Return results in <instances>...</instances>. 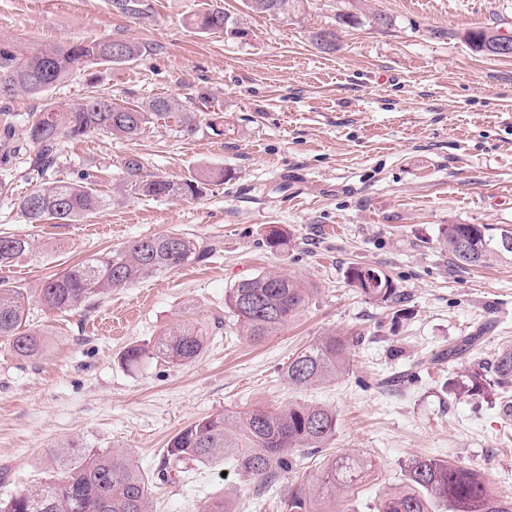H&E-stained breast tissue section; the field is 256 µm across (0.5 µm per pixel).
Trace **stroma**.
I'll use <instances>...</instances> for the list:
<instances>
[{"label": "stroma", "instance_id": "35a3bbf8", "mask_svg": "<svg viewBox=\"0 0 512 512\" xmlns=\"http://www.w3.org/2000/svg\"><path fill=\"white\" fill-rule=\"evenodd\" d=\"M142 16L112 0H0V37L67 43L88 35L148 45L136 62L97 68L51 93L84 97L90 84L130 100L187 101L205 90L210 112L188 133L152 126L135 140L93 134L63 141L47 180L99 172L108 205L78 224H29L18 197L36 186L24 158L7 175L0 233L31 238L33 255L0 268V281L28 290L95 253L145 235L179 233L208 255L201 261L113 289L94 307L63 314L33 308L29 325L47 347L18 357L0 338V467L12 486L58 471L53 446L72 440L92 451L128 450L154 476L153 512H201L234 495L236 512H288L284 497L218 467H168L169 440L219 411L318 403L336 413L328 455L370 461L338 512H374L404 465L423 456L479 470L492 494L512 497V412L497 395L458 398L447 385L466 361H489L512 345V261L456 266L442 236L447 224L512 227V57L474 52L465 31L512 36V0H303L298 13L246 14L242 0H217L245 15L246 40L193 29L202 0H141ZM354 12L361 25L341 26ZM389 24L371 23L373 14ZM332 29L336 49L313 36ZM171 180L203 167L228 178L195 200H149L113 189L127 156ZM285 227L274 251L270 226ZM354 263L385 271L404 298L381 307L351 288ZM277 271L316 293L278 335L250 341L224 306L238 281ZM190 319L205 332L192 363L132 370L123 351ZM336 334L353 343L348 372L294 390L282 372L312 340ZM481 342L464 360L445 359L465 336ZM167 480H157L159 471Z\"/></svg>", "mask_w": 512, "mask_h": 512}]
</instances>
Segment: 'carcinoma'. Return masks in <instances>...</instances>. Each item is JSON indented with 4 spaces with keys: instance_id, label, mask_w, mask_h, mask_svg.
<instances>
[{
    "instance_id": "cac0c4a2",
    "label": "carcinoma",
    "mask_w": 512,
    "mask_h": 512,
    "mask_svg": "<svg viewBox=\"0 0 512 512\" xmlns=\"http://www.w3.org/2000/svg\"><path fill=\"white\" fill-rule=\"evenodd\" d=\"M301 3L244 0L247 9L275 17L296 10ZM192 24L202 33L229 39L248 36L241 20L217 5L195 13ZM465 39L474 51L490 56L499 41L512 43V36L485 29L469 31ZM144 51L145 45L137 41L113 37H85L68 44H23L0 38V102L20 94L44 101L39 111L24 118L26 142L38 148L31 159L32 171L41 175L54 165L64 138L81 140L94 133L134 138L155 122L169 118L187 132L196 129L197 113L168 97H153L139 105L94 90L67 106L47 101L51 89L73 75L131 62ZM0 131V155L6 158L20 153L21 147L12 141L13 125L5 123ZM123 174V185L153 200L195 199L202 195L206 181L224 178V171L212 169H201L178 181L150 175L144 172L137 155L125 158ZM107 202L96 176L85 172L73 181L45 184L19 198L18 207L29 224L46 220L74 224L103 209ZM442 235L460 267L512 259V250L499 246L500 229L487 224H447ZM266 244L272 250H284L290 244L289 234L272 229ZM33 249L34 244L26 237L0 235V267ZM205 256L206 250L187 235H148L66 268L43 281L33 295L25 288L0 287V338L8 339L19 357L34 358L42 353L43 340L39 333L23 329L31 302L49 312L88 307L114 288L177 270ZM346 278L376 304L390 306L401 298L393 278L379 269L351 266ZM313 292L295 277L269 272L239 281L226 291L224 303L243 335L259 341L294 321L308 306ZM203 345V330L183 320L149 343L127 347L122 361L133 370L154 361L184 365L200 356ZM350 353L347 338L322 336L288 358L284 380L302 389L339 378L349 369ZM448 386L460 397L486 395L496 387L512 388V347L501 351L488 365H469ZM335 434L336 413L319 404L294 402L276 408L218 412L178 432L168 444L166 460L176 465L192 462L205 466L227 462L237 476L270 485L295 472L296 451L318 455ZM54 455L60 476L1 495L0 512H152V481L137 468L127 450L87 451L62 443L55 447ZM369 467L360 456L326 459L319 473L288 488L290 512H321L316 503L348 492L366 477ZM441 506L446 512H512V501L493 495L481 474L423 457L409 460L401 478L382 494L377 512H438ZM202 512H234L232 494L211 499Z\"/></svg>"
}]
</instances>
